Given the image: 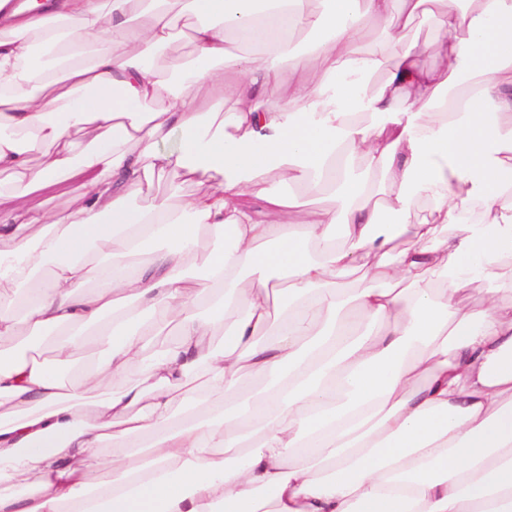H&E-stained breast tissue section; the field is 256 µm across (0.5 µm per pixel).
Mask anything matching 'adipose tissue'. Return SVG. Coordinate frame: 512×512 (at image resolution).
Wrapping results in <instances>:
<instances>
[{
	"mask_svg": "<svg viewBox=\"0 0 512 512\" xmlns=\"http://www.w3.org/2000/svg\"><path fill=\"white\" fill-rule=\"evenodd\" d=\"M268 2L0 9V512H512V0ZM181 22L193 59L150 66ZM173 170L207 191L134 206ZM80 191V182L76 179L56 183L53 187L35 191L23 201L32 209L61 211L70 205L71 199ZM221 245V241L202 240L197 251L188 257V272L198 277L205 267L209 253Z\"/></svg>",
	"mask_w": 512,
	"mask_h": 512,
	"instance_id": "1",
	"label": "adipose tissue"
}]
</instances>
